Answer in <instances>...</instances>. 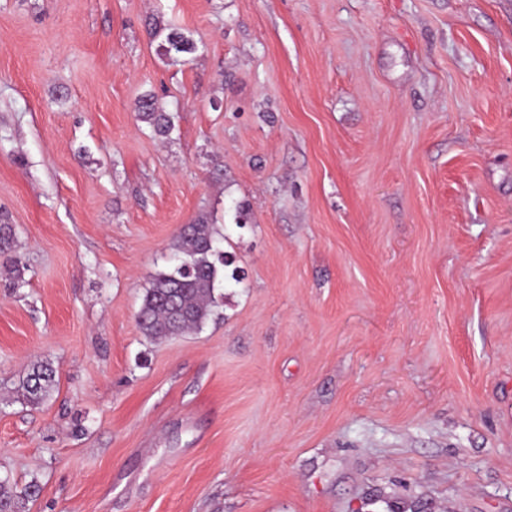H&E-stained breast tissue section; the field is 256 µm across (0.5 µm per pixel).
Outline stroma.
I'll list each match as a JSON object with an SVG mask.
<instances>
[{
    "instance_id": "obj_1",
    "label": "stroma",
    "mask_w": 512,
    "mask_h": 512,
    "mask_svg": "<svg viewBox=\"0 0 512 512\" xmlns=\"http://www.w3.org/2000/svg\"><path fill=\"white\" fill-rule=\"evenodd\" d=\"M203 215L245 279L151 342ZM0 221L29 512H512V0H0ZM166 56L173 61H179L181 57L191 55L197 51L196 43L184 33L171 29L161 45ZM138 116L152 129L154 135L167 138L174 130L172 117L168 112H162L157 106V100L151 96H143L138 103ZM54 383L55 370L50 363L43 361L33 363L21 385L24 400L31 404H39L48 396Z\"/></svg>"
}]
</instances>
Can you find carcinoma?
<instances>
[{
  "label": "carcinoma",
  "mask_w": 512,
  "mask_h": 512,
  "mask_svg": "<svg viewBox=\"0 0 512 512\" xmlns=\"http://www.w3.org/2000/svg\"><path fill=\"white\" fill-rule=\"evenodd\" d=\"M162 49L166 56L177 61L195 53L197 45L184 33L172 29ZM138 116L158 137L166 138L174 130L172 117L159 110L157 100L151 95L139 100ZM217 235V228L206 217L180 230L173 243L176 264L153 277L137 312L139 329L148 339L164 341L201 330L221 306L222 297L216 294L219 277L227 282L242 281L239 269L233 267V256L218 246ZM54 383L55 370L51 364L33 363L21 385L24 400L31 404L42 402ZM40 491L36 481L19 491L9 478L0 477V512H26L28 503Z\"/></svg>",
  "instance_id": "cac0c4a2"
}]
</instances>
